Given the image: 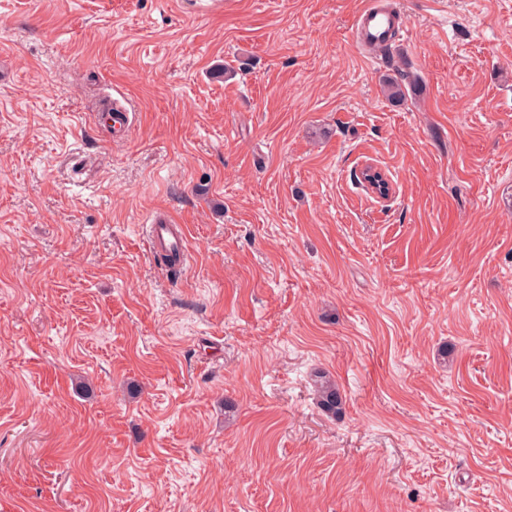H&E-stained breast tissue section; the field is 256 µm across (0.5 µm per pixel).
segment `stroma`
<instances>
[{
	"label": "stroma",
	"mask_w": 512,
	"mask_h": 512,
	"mask_svg": "<svg viewBox=\"0 0 512 512\" xmlns=\"http://www.w3.org/2000/svg\"><path fill=\"white\" fill-rule=\"evenodd\" d=\"M200 2L0 0V512H512V0ZM399 18L395 10L384 7L380 0H369L356 21L357 38L366 46H384L398 28ZM151 244L155 253L173 248L184 254V231L168 213L159 211L154 215L151 226ZM313 376V392L317 406L330 417L341 414L343 397L335 380L322 370H316Z\"/></svg>",
	"instance_id": "stroma-1"
}]
</instances>
